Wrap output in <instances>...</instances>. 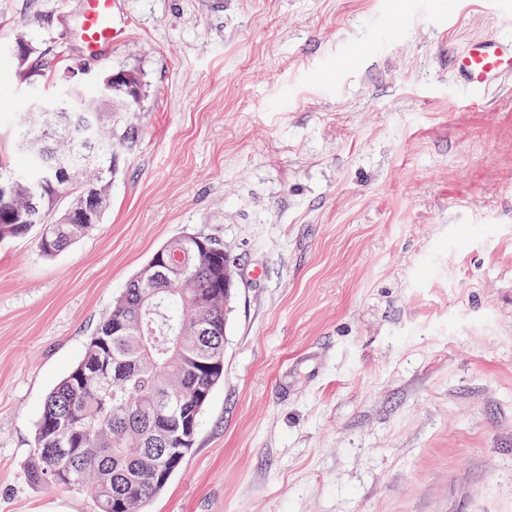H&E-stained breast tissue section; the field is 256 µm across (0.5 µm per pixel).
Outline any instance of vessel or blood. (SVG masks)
<instances>
[{
  "instance_id": "obj_1",
  "label": "vessel or blood",
  "mask_w": 512,
  "mask_h": 512,
  "mask_svg": "<svg viewBox=\"0 0 512 512\" xmlns=\"http://www.w3.org/2000/svg\"><path fill=\"white\" fill-rule=\"evenodd\" d=\"M79 39L92 56L105 53L124 37L121 0H82ZM457 75L468 85L483 88L512 75V41L491 36L470 42L454 58Z\"/></svg>"
}]
</instances>
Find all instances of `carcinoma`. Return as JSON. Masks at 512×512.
<instances>
[{"label": "carcinoma", "mask_w": 512, "mask_h": 512, "mask_svg": "<svg viewBox=\"0 0 512 512\" xmlns=\"http://www.w3.org/2000/svg\"><path fill=\"white\" fill-rule=\"evenodd\" d=\"M112 111L97 89L59 94L66 112L16 123L23 165L0 159L14 193L0 199L23 224H1L0 241L33 234L55 256L85 236L107 206L120 152L137 134L139 70L113 69ZM100 205L89 209L87 199ZM234 272L224 244L197 234L161 246L98 324L78 363L46 394L29 478L93 491L98 512H145L196 443L198 419L224 378V274Z\"/></svg>", "instance_id": "cac0c4a2"}]
</instances>
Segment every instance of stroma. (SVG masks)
Wrapping results in <instances>:
<instances>
[{"label":"stroma","instance_id":"stroma-1","mask_svg":"<svg viewBox=\"0 0 512 512\" xmlns=\"http://www.w3.org/2000/svg\"><path fill=\"white\" fill-rule=\"evenodd\" d=\"M0 0V157L32 92L140 70L139 137L88 235L0 244V512H97L30 483L49 389L164 243L236 259L224 380L148 512H512V76L452 60L512 0ZM123 0H82L79 39L89 56L105 53L124 37L127 21L121 20Z\"/></svg>","mask_w":512,"mask_h":512}]
</instances>
